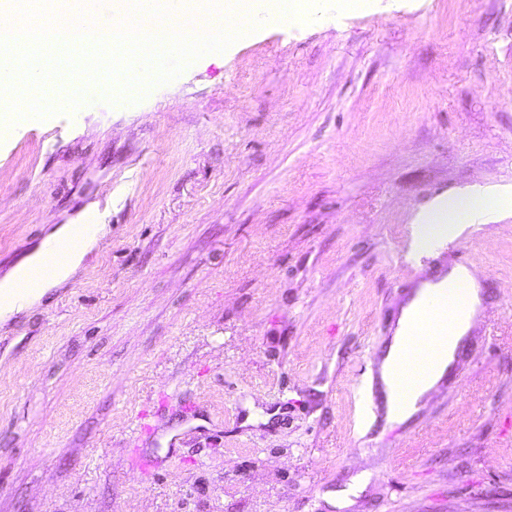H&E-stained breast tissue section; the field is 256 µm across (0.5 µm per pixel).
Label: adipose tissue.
Here are the masks:
<instances>
[{
  "label": "adipose tissue",
  "instance_id": "adipose-tissue-1",
  "mask_svg": "<svg viewBox=\"0 0 512 512\" xmlns=\"http://www.w3.org/2000/svg\"><path fill=\"white\" fill-rule=\"evenodd\" d=\"M510 209H512V185L493 187L473 185L460 190L457 194L437 198L428 207L418 212L414 219L418 228L415 247L422 251L429 249L434 239L454 240L465 225L481 222ZM73 231L74 227L70 224L49 225L46 233L31 250L0 274V323L15 318L30 305L41 302L49 291L66 286L81 272L87 256L98 248L99 236L86 237L58 273L42 283L34 293L20 301L10 298L12 290L17 287L21 278L42 263L54 244L70 237ZM434 287V282H421L403 305L387 347L378 362L377 377L388 408L387 422H406L419 411V403L425 392L433 390L446 373L453 369L457 353L456 346L463 343L470 330V319L476 318L481 310V286L474 280L470 282L468 288L469 321L458 328L455 346L449 347L447 356L442 360L435 374L428 379L423 388L416 390L410 404L402 412H395L397 397L393 387V373L401 355L403 336L419 305Z\"/></svg>",
  "mask_w": 512,
  "mask_h": 512
}]
</instances>
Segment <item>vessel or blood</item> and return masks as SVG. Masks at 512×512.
<instances>
[{
	"label": "vessel or blood",
	"mask_w": 512,
	"mask_h": 512,
	"mask_svg": "<svg viewBox=\"0 0 512 512\" xmlns=\"http://www.w3.org/2000/svg\"><path fill=\"white\" fill-rule=\"evenodd\" d=\"M91 230L90 225H81L73 239L59 244L45 263L32 271L28 280L20 285L21 291H29L63 264L78 244V240ZM464 283L458 282L445 288L442 294L432 296L415 314L404 338V357L396 367L394 386L404 387L409 382H423L429 378L441 356L453 340L456 326L466 316L463 302Z\"/></svg>",
	"instance_id": "1"
}]
</instances>
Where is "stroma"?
<instances>
[{
    "label": "stroma",
    "mask_w": 512,
    "mask_h": 512,
    "mask_svg": "<svg viewBox=\"0 0 512 512\" xmlns=\"http://www.w3.org/2000/svg\"><path fill=\"white\" fill-rule=\"evenodd\" d=\"M495 184L512 0L265 25L137 103L0 130V273L48 225L109 227L0 325V512H512V216L412 248L420 208ZM455 249L482 312L453 376L387 423L372 359ZM250 399L269 423L244 424ZM187 401L205 427L140 434V410L163 433Z\"/></svg>",
    "instance_id": "1"
}]
</instances>
